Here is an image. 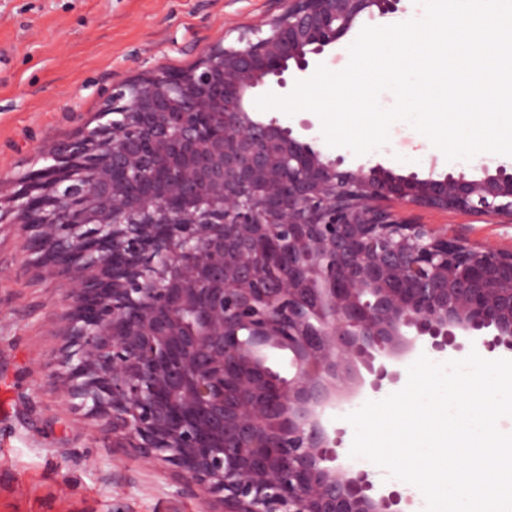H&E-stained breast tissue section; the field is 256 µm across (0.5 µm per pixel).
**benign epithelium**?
I'll return each mask as SVG.
<instances>
[{
  "label": "benign epithelium",
  "mask_w": 512,
  "mask_h": 512,
  "mask_svg": "<svg viewBox=\"0 0 512 512\" xmlns=\"http://www.w3.org/2000/svg\"><path fill=\"white\" fill-rule=\"evenodd\" d=\"M197 65L123 84L94 126L39 150L8 200L29 264L70 311L55 376L146 463L222 512H404L339 461L328 417L425 347L512 352V247L415 209L512 224V168H355L255 100L311 77L401 0H278ZM284 352L288 371L271 362ZM406 1L408 0H402V2L399 5L404 9V12L398 13L393 17H364L361 20H359L356 23V25L343 38L337 41L335 45L326 48L325 52L314 61L312 67V75L319 65H324L327 69L334 72L342 70L347 62L346 59L344 58V55L349 53L347 47L359 35L361 29L364 26H380V24L385 20L402 21L408 12V2Z\"/></svg>",
  "instance_id": "7a95c632"
}]
</instances>
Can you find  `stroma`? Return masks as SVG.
Returning <instances> with one entry per match:
<instances>
[{"label": "stroma", "mask_w": 512, "mask_h": 512, "mask_svg": "<svg viewBox=\"0 0 512 512\" xmlns=\"http://www.w3.org/2000/svg\"><path fill=\"white\" fill-rule=\"evenodd\" d=\"M274 11L270 0H0V176L39 169L40 146L94 120L106 89L190 69L229 29ZM277 118L349 167L478 176L488 166L415 156L417 132L403 121L386 145L357 155L328 146L313 112ZM422 219L475 244L512 246V228L474 215L426 211ZM60 298L58 279L28 269L20 238L0 223V512H200L176 469L146 466L113 447L97 420L66 408L53 385L62 339L49 327Z\"/></svg>", "instance_id": "stroma-1"}]
</instances>
